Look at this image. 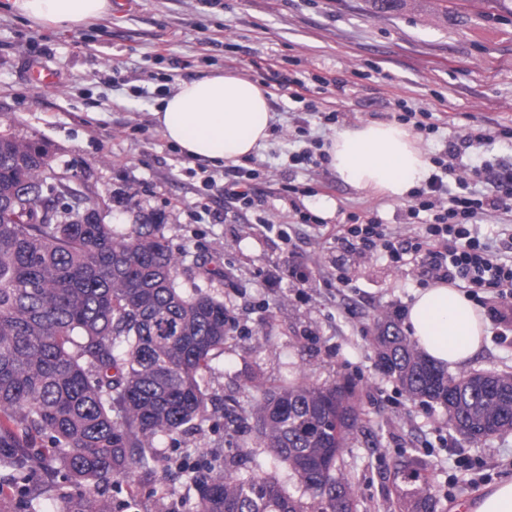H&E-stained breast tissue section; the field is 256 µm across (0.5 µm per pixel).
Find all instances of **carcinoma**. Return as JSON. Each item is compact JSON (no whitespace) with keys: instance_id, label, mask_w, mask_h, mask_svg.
I'll return each instance as SVG.
<instances>
[{"instance_id":"cac0c4a2","label":"carcinoma","mask_w":512,"mask_h":512,"mask_svg":"<svg viewBox=\"0 0 512 512\" xmlns=\"http://www.w3.org/2000/svg\"><path fill=\"white\" fill-rule=\"evenodd\" d=\"M51 171L42 142L0 132V503L42 512L61 490L67 512H112V484L164 462L157 440L207 420L205 373L233 318L181 288L161 214L124 231L90 219L98 203ZM372 347L409 398L440 405L469 441L512 431V372L449 375L389 317ZM252 414L295 490L253 456L180 465L195 512H355L339 472L359 427L353 382H284L259 391ZM401 507L437 512V500L412 489Z\"/></svg>"}]
</instances>
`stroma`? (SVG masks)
<instances>
[{
  "label": "stroma",
  "mask_w": 512,
  "mask_h": 512,
  "mask_svg": "<svg viewBox=\"0 0 512 512\" xmlns=\"http://www.w3.org/2000/svg\"><path fill=\"white\" fill-rule=\"evenodd\" d=\"M488 0H467L447 13L438 0H401L389 12L370 0H117L102 18L59 33L0 9V131L39 138L55 171L76 174V186L102 203L107 223L127 228L140 212H159L160 232L181 257L179 282L218 295L234 319L207 375L214 403L203 427L160 440L186 464L258 452L251 399L256 387L286 377L351 379L361 424L343 453L356 512H399L409 482L401 454L418 461L421 480L439 512L478 500L480 478L512 477V432L473 443L449 429L442 409L409 399L384 375L370 348L374 322L403 321L415 292L429 287L419 265L387 258L338 255L332 227L370 209L402 238L407 202L356 189L329 167L293 164L317 151L338 127L424 114L421 147L436 157L448 141L484 127V145L464 158L472 189H487L484 166L512 161V16H494ZM167 52H158L161 42ZM58 72L61 86L39 91L29 65ZM233 71L266 82L274 115L271 135L244 166L259 206L224 199V170L198 163L157 131L152 112L183 80ZM339 79L321 94L318 114L281 91L299 77ZM341 113L339 124L323 123ZM314 187L306 211L331 209L325 225L285 243L282 185ZM467 369L512 372V331L488 327ZM113 512H195L194 490L175 469L137 473L134 484L111 486Z\"/></svg>",
  "instance_id": "35a3bbf8"
}]
</instances>
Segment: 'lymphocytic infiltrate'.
I'll return each instance as SVG.
<instances>
[{
  "mask_svg": "<svg viewBox=\"0 0 512 512\" xmlns=\"http://www.w3.org/2000/svg\"><path fill=\"white\" fill-rule=\"evenodd\" d=\"M485 138V131L480 129L461 141L449 142L445 159L435 162L436 172L413 191L407 218L422 212L431 215L414 238L401 239L391 225L366 211L337 225L336 242L360 258L382 252L396 265L412 258L427 277L437 282L465 279L476 287L491 289V317L497 323L508 324L512 322V264L498 262L480 240L475 223L505 208L502 188L512 184V166L493 170L489 188L481 193L471 191L467 179L458 174L466 150ZM451 176L459 187L454 195L448 192L447 179Z\"/></svg>",
  "mask_w": 512,
  "mask_h": 512,
  "instance_id": "obj_1",
  "label": "lymphocytic infiltrate"
}]
</instances>
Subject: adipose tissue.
<instances>
[{
  "instance_id": "1",
  "label": "adipose tissue",
  "mask_w": 512,
  "mask_h": 512,
  "mask_svg": "<svg viewBox=\"0 0 512 512\" xmlns=\"http://www.w3.org/2000/svg\"><path fill=\"white\" fill-rule=\"evenodd\" d=\"M28 20L67 32L112 8L110 0H8ZM163 138L191 160L237 165L267 140L274 116L268 92L234 72L179 82L153 113ZM337 177L358 189L405 200L432 172L431 162L407 126L372 120L338 130L324 146ZM407 333L436 365L466 363L486 335L481 309L454 284L418 291L405 315Z\"/></svg>"
}]
</instances>
